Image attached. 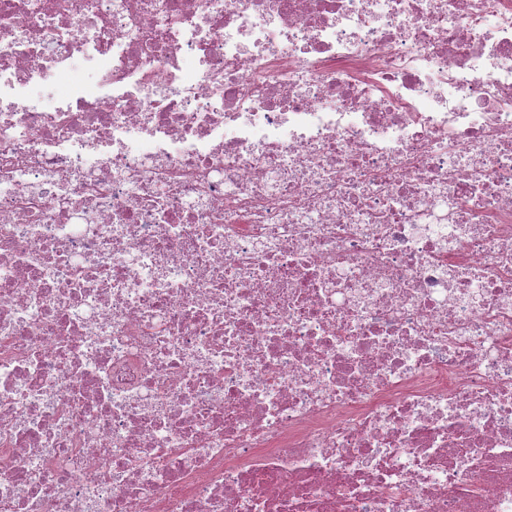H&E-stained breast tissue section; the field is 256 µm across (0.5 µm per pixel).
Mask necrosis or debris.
<instances>
[{
	"label": "necrosis or debris",
	"instance_id": "1",
	"mask_svg": "<svg viewBox=\"0 0 512 512\" xmlns=\"http://www.w3.org/2000/svg\"><path fill=\"white\" fill-rule=\"evenodd\" d=\"M0 512H512V0H0Z\"/></svg>",
	"mask_w": 512,
	"mask_h": 512
}]
</instances>
